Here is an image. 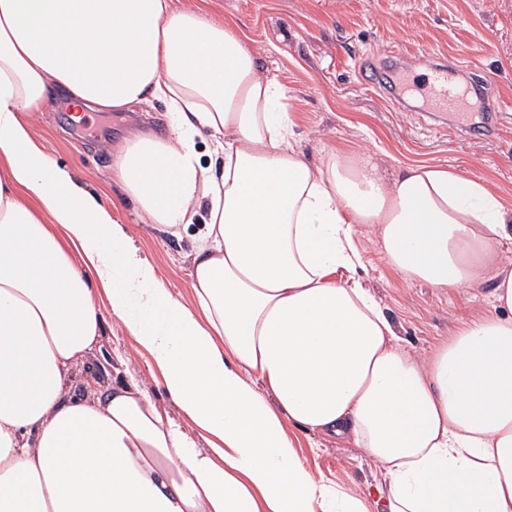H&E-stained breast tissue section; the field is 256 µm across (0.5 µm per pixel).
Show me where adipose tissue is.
Segmentation results:
<instances>
[{
    "mask_svg": "<svg viewBox=\"0 0 512 512\" xmlns=\"http://www.w3.org/2000/svg\"><path fill=\"white\" fill-rule=\"evenodd\" d=\"M55 100L164 103L167 132L125 137L112 181L171 235L203 216L190 299L34 140ZM366 227L408 281L491 284V312L420 356L363 283ZM508 245L512 208L478 179L307 161L287 89L204 8L0 0V512H512ZM104 300L180 419L136 385L65 392ZM296 428L362 449L374 485L312 471Z\"/></svg>",
    "mask_w": 512,
    "mask_h": 512,
    "instance_id": "adipose-tissue-1",
    "label": "adipose tissue"
}]
</instances>
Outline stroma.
I'll use <instances>...</instances> for the list:
<instances>
[{"instance_id":"1","label":"stroma","mask_w":512,"mask_h":512,"mask_svg":"<svg viewBox=\"0 0 512 512\" xmlns=\"http://www.w3.org/2000/svg\"><path fill=\"white\" fill-rule=\"evenodd\" d=\"M212 13L232 24L256 50L262 70L288 89L299 147L318 161L331 147L372 154L394 170L436 165L482 180L512 207V0H207ZM445 52L477 67L499 89L500 128L492 139L479 129L490 116L475 101L467 133L457 134L456 116L437 123L425 103L403 104L380 93L359 76L364 56L395 67L417 84L430 72V57ZM167 130L166 109L154 103L145 112H99L87 129H77L69 109L55 105L32 120L33 137L46 145L79 182L101 197H115L112 145L138 127ZM119 222L154 265L165 288L190 297L188 255L198 230L173 236L142 221L133 205L117 212ZM362 245L372 261L364 283L382 299L398 336L426 352L451 336L472 314L490 308V286L441 292L404 281L378 254L372 232ZM146 385L158 403H167L152 380L124 326L103 310L97 349L72 378L76 396H103L118 385ZM297 450L310 468L348 486L372 484L376 470L361 449L297 432Z\"/></svg>"}]
</instances>
